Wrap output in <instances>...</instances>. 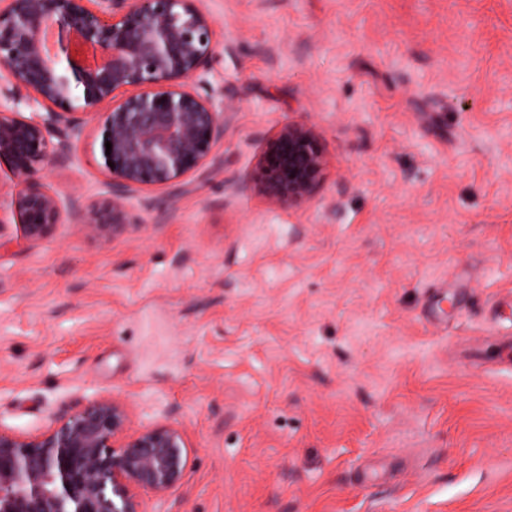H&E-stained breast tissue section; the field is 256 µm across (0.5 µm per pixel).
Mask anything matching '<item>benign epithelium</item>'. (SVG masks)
<instances>
[{"label": "benign epithelium", "mask_w": 512, "mask_h": 512, "mask_svg": "<svg viewBox=\"0 0 512 512\" xmlns=\"http://www.w3.org/2000/svg\"><path fill=\"white\" fill-rule=\"evenodd\" d=\"M5 2L0 161L17 181L12 205L23 238L39 240L61 218L58 195L29 185L36 165L50 160L49 128L65 132L55 155L68 157L88 117L106 103L91 135L100 145L108 199L89 212L73 207L70 217L92 236L138 228L128 210L134 194L200 167L224 139V112L195 90L206 83L214 21L196 0ZM106 14L111 20H103ZM85 48L96 51L99 64L82 60ZM24 107L47 113L24 117ZM269 152L276 165L264 168L267 200L282 205L311 195L324 165L313 132L288 124ZM187 465L181 429L156 423L132 431L126 404L101 397L34 436L0 430V512H142L139 492L165 499Z\"/></svg>", "instance_id": "benign-epithelium-1"}]
</instances>
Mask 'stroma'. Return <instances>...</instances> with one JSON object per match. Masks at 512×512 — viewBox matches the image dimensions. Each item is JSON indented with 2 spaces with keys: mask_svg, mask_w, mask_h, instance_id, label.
<instances>
[{
  "mask_svg": "<svg viewBox=\"0 0 512 512\" xmlns=\"http://www.w3.org/2000/svg\"><path fill=\"white\" fill-rule=\"evenodd\" d=\"M224 139L116 237L99 146L39 166L22 239L0 163V430L87 402L164 421L187 474L144 512H512V0H197ZM311 197L256 183L286 125ZM270 153L276 157L274 168H268ZM268 154L264 159L263 192L271 204L282 205L312 194L324 156L310 129L286 125L271 142Z\"/></svg>",
  "mask_w": 512,
  "mask_h": 512,
  "instance_id": "obj_1",
  "label": "stroma"
}]
</instances>
